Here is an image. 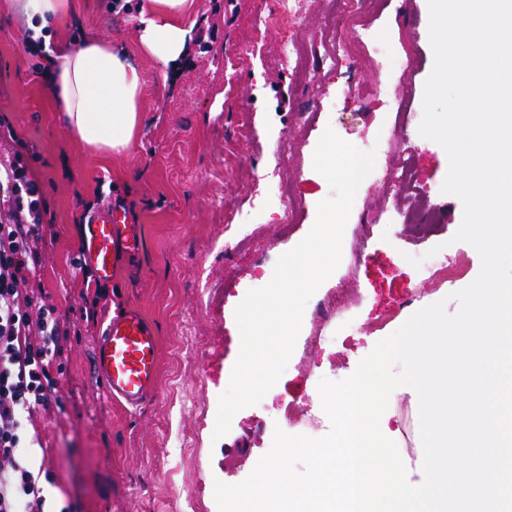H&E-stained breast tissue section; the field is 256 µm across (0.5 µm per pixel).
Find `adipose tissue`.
I'll return each instance as SVG.
<instances>
[{
    "label": "adipose tissue",
    "instance_id": "1",
    "mask_svg": "<svg viewBox=\"0 0 512 512\" xmlns=\"http://www.w3.org/2000/svg\"><path fill=\"white\" fill-rule=\"evenodd\" d=\"M195 0H142L140 50L160 65L184 51L191 30L185 23ZM51 89L71 134L101 153L130 148L139 128L145 75L129 53L100 41L79 50H57Z\"/></svg>",
    "mask_w": 512,
    "mask_h": 512
}]
</instances>
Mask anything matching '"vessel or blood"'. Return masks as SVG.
Listing matches in <instances>:
<instances>
[{
    "instance_id": "obj_1",
    "label": "vessel or blood",
    "mask_w": 512,
    "mask_h": 512,
    "mask_svg": "<svg viewBox=\"0 0 512 512\" xmlns=\"http://www.w3.org/2000/svg\"><path fill=\"white\" fill-rule=\"evenodd\" d=\"M138 249L137 225L115 207L85 225L79 257L100 278L109 279ZM93 358L109 398L136 409L154 393L159 340L140 312L130 309L114 314L95 344Z\"/></svg>"
}]
</instances>
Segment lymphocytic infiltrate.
Wrapping results in <instances>:
<instances>
[{"mask_svg": "<svg viewBox=\"0 0 512 512\" xmlns=\"http://www.w3.org/2000/svg\"><path fill=\"white\" fill-rule=\"evenodd\" d=\"M46 214L25 155L14 150L0 162V512H46L39 477L19 453L26 420L58 396L51 371L68 334L50 295L34 289Z\"/></svg>", "mask_w": 512, "mask_h": 512, "instance_id": "1", "label": "lymphocytic infiltrate"}]
</instances>
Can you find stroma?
<instances>
[{"mask_svg":"<svg viewBox=\"0 0 512 512\" xmlns=\"http://www.w3.org/2000/svg\"><path fill=\"white\" fill-rule=\"evenodd\" d=\"M289 29L267 26L281 0H196L188 22L187 50L161 66L140 55L135 4L74 0V8L48 26L51 45L105 41L136 53L146 81L141 123L128 152L103 155L86 149L64 124L49 94L51 68L44 53L24 44L19 10H0V116L27 145V161L41 182L52 213L42 231V286L60 313L81 305L92 268L76 269L83 226L99 197L131 204L141 231L139 255L100 282L110 313L139 310L159 338L158 384L136 410L113 402L94 373L92 348L106 319L72 324L52 375L61 404L37 409L26 425L32 468L50 473L43 487L54 512H218L214 483L246 479L271 448L281 408L296 403L293 435L325 436L318 384L343 380L376 344L415 312L470 285L481 260L455 241L463 205L442 191L449 162L445 150L419 133L424 85L434 55L427 0H372L366 14L395 55H410L402 73L368 58L325 61L328 23L345 27V0H296ZM308 54L310 80L289 43ZM374 87L365 100L352 87ZM412 114L406 129L393 125L400 109ZM371 152L377 163L411 165L418 188L441 209L428 232L397 223L398 192L359 186L358 213L350 214L341 260L308 300L292 355L276 384L255 405L239 410L230 429L215 437L220 395L240 352L235 309L249 290L267 285L281 255L312 229L317 206L333 194L313 167L326 129ZM391 133L398 147L380 148ZM288 155L290 201L280 199L274 153ZM301 218L288 222V207ZM436 250L455 269L441 281L411 257ZM345 287L334 340L305 355L323 324L321 305ZM390 428L402 460L423 455L419 400L402 386L389 399Z\"/></svg>","mask_w":512,"mask_h":512,"instance_id":"35a3bbf8","label":"stroma"}]
</instances>
